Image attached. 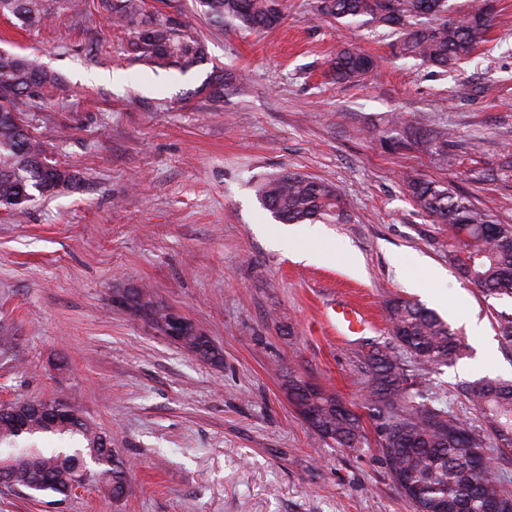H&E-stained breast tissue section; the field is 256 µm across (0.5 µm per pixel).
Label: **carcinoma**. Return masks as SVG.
I'll list each match as a JSON object with an SVG mask.
<instances>
[{
  "label": "carcinoma",
  "instance_id": "cac0c4a2",
  "mask_svg": "<svg viewBox=\"0 0 512 512\" xmlns=\"http://www.w3.org/2000/svg\"><path fill=\"white\" fill-rule=\"evenodd\" d=\"M48 0H0V13L14 25L31 30L42 26ZM114 22L133 35L140 60L153 70L175 69L187 73L208 62L205 46L187 24L168 14L148 11L144 0H100ZM196 10L208 20L236 22L252 31L272 30L284 20L281 0H195ZM317 14L330 17L351 29L359 25L383 26L398 35L397 48L404 59L444 70L469 59L491 27L487 11L475 9L439 23L430 19L448 13V0H316ZM375 67V61L350 47L336 55L332 74L338 81L357 79ZM12 90L0 101V210L15 216L27 213L38 198L52 197L78 184L75 173L48 161L45 149L31 135L28 117L42 109L51 94L63 91L58 78L26 55L14 63L0 64V84ZM404 117L396 114L379 129L399 147L407 146ZM416 146L442 164L452 166L454 139L446 129H430L414 138ZM405 186L415 204L438 224L448 225V262L461 277L488 296L512 297V225L499 224L488 211L448 185L408 176ZM264 208L282 223L316 221L346 224L348 205L333 184L296 173H283L257 188ZM126 307L167 333L171 327L167 308L146 297L140 288L123 293ZM388 330L392 341L376 345L365 354L370 373L363 407L381 421V443L390 474L411 512H485L497 504L500 512H512V491L496 477L492 457L476 463L472 449H483L489 434L502 450L512 451V381L483 379L463 388L482 417L486 434L468 420L425 403L401 354L407 353L418 368L447 365L468 351L461 338L435 312L419 303L394 298L387 303ZM182 347L198 359L220 364V350L206 336L194 335L188 324L179 330ZM288 399L301 414L312 416V429L324 440L339 446L363 443L358 414L336 408L338 396L288 374ZM65 415L57 424L46 414L32 410L27 429L19 432L0 425V467L12 473L15 487L47 495L62 502L73 487L92 475L109 488L112 498L134 493L128 466L110 439L67 401L52 399ZM53 436L61 448H42L40 441Z\"/></svg>",
  "mask_w": 512,
  "mask_h": 512
}]
</instances>
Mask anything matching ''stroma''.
I'll return each instance as SVG.
<instances>
[{
    "label": "stroma",
    "mask_w": 512,
    "mask_h": 512,
    "mask_svg": "<svg viewBox=\"0 0 512 512\" xmlns=\"http://www.w3.org/2000/svg\"><path fill=\"white\" fill-rule=\"evenodd\" d=\"M145 5L195 27L207 64L153 72L98 0L79 13L53 0L31 32L0 17V48L35 57L65 88L32 124L49 162L80 179L23 220L0 210V334L12 339L0 347V404L66 398L111 437L137 487L116 500L92 482L57 505L0 485V512H411L378 421L363 415L358 447L326 443L283 375L362 404V355L389 342L385 303L399 297L469 347L416 374L451 413L481 426L462 384L512 379L497 334L512 298L461 279L447 225L402 181L449 184L512 224V0H492L485 40L446 73L398 57L388 28L318 16L316 0H284V23L267 32L215 26L193 0ZM352 44L377 66L336 82L331 62ZM216 67L234 76L219 98L203 88ZM393 112L479 148L449 167L394 147L379 133ZM283 172L335 185L349 223L276 221L255 183ZM128 288L192 321L222 364L115 305ZM340 301L359 304L373 329L337 338L327 317ZM473 318L482 335L468 330Z\"/></svg>",
    "instance_id": "stroma-1"
}]
</instances>
